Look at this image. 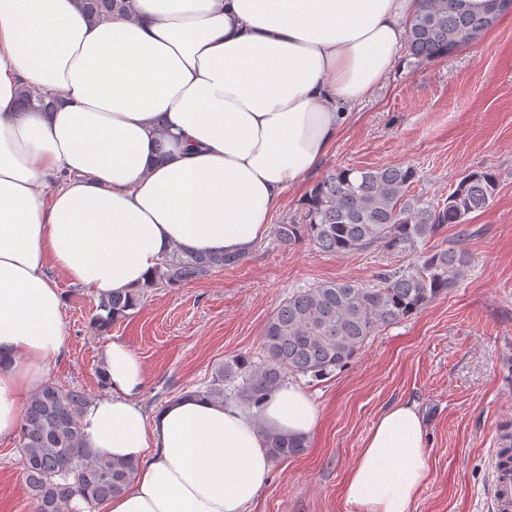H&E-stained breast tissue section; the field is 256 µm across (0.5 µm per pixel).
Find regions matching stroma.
<instances>
[{
  "label": "stroma",
  "mask_w": 512,
  "mask_h": 512,
  "mask_svg": "<svg viewBox=\"0 0 512 512\" xmlns=\"http://www.w3.org/2000/svg\"><path fill=\"white\" fill-rule=\"evenodd\" d=\"M320 167L289 189L277 224L298 218L310 190L334 168L413 166L412 192L448 196L462 173L487 170L499 191L435 245L466 251L465 276L421 311L371 336L344 370L298 377L321 411L303 455L276 461L247 512H354L346 475L377 417L391 403L417 404L432 468L410 512H490V452L512 436V19L498 18L474 42L432 62L401 52L400 63L361 103ZM408 260L373 248L325 255L266 236L236 266L177 288L157 285L111 331L91 320L100 294L51 276L63 293L64 350L50 379L100 397L102 358L121 340L142 361L141 403L154 411L203 388L234 356H257L263 330L288 294L325 281L372 285ZM0 512H34L16 437L0 439Z\"/></svg>",
  "instance_id": "stroma-1"
}]
</instances>
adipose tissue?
Returning a JSON list of instances; mask_svg holds the SVG:
<instances>
[{"instance_id": "adipose-tissue-1", "label": "adipose tissue", "mask_w": 512, "mask_h": 512, "mask_svg": "<svg viewBox=\"0 0 512 512\" xmlns=\"http://www.w3.org/2000/svg\"><path fill=\"white\" fill-rule=\"evenodd\" d=\"M0 0V438L64 347L49 275L140 295L173 250L244 254L285 189L319 167L353 105L390 73L418 0ZM29 86L54 96L22 112ZM83 419L95 457L137 465L104 512H245L271 471L268 434L309 440L320 412L288 382L261 405L188 392L154 413L131 348L104 352ZM415 404L386 408L349 470L357 512H408L430 479ZM80 8L91 18L126 12L125 0H78Z\"/></svg>"}]
</instances>
